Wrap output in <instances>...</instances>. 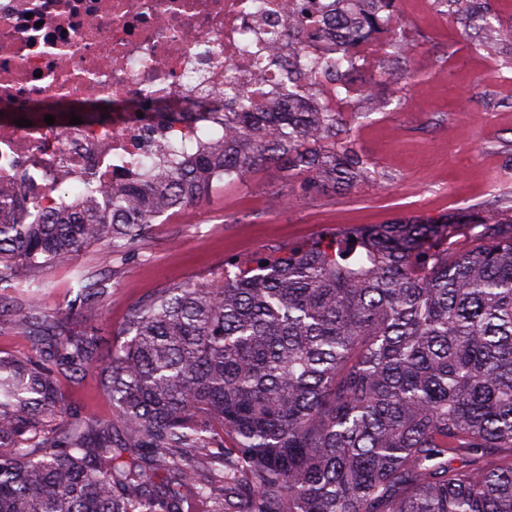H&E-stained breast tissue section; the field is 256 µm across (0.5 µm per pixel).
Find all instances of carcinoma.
Segmentation results:
<instances>
[{"label":"carcinoma","instance_id":"obj_1","mask_svg":"<svg viewBox=\"0 0 512 512\" xmlns=\"http://www.w3.org/2000/svg\"><path fill=\"white\" fill-rule=\"evenodd\" d=\"M348 2L311 70L288 64V104L259 112L241 92L224 131L168 149L162 170L104 187L91 172L55 208L0 195V291L13 293L0 317L32 348L0 356V512H184L185 487L212 512H512V219L349 227L258 258L261 276L182 282L137 302L103 361L105 275L75 270L82 330L33 297L44 283L29 271L95 244L124 252L165 211L266 161L312 189L374 177L320 81L338 101L355 92L360 41L394 0ZM485 2L433 5L482 20L476 49L512 64V25ZM324 24L295 0L288 36ZM379 81L399 89L397 51ZM89 369L112 419L65 404L60 379Z\"/></svg>","mask_w":512,"mask_h":512}]
</instances>
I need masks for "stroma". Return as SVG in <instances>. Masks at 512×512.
Returning <instances> with one entry per match:
<instances>
[{
    "label": "stroma",
    "mask_w": 512,
    "mask_h": 512,
    "mask_svg": "<svg viewBox=\"0 0 512 512\" xmlns=\"http://www.w3.org/2000/svg\"><path fill=\"white\" fill-rule=\"evenodd\" d=\"M395 27L407 38L403 91L386 111L354 106L342 114L375 180L310 190L284 164H263L199 203L167 211L124 254L109 257L94 245L40 271L41 307L68 309L74 269L103 271L109 292L98 324L116 331L146 295L186 280L219 283L257 254L285 253L326 230L437 219L466 207L512 218V66L475 51L471 34L446 19L431 26L400 15ZM61 386L80 414L112 418L93 374Z\"/></svg>",
    "instance_id": "35a3bbf8"
}]
</instances>
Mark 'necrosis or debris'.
I'll return each instance as SVG.
<instances>
[{
    "instance_id": "obj_1",
    "label": "necrosis or debris",
    "mask_w": 512,
    "mask_h": 512,
    "mask_svg": "<svg viewBox=\"0 0 512 512\" xmlns=\"http://www.w3.org/2000/svg\"><path fill=\"white\" fill-rule=\"evenodd\" d=\"M288 0H0V186L33 185L37 201L61 202L62 181L96 173L105 184L158 160L161 148L192 147L224 109L226 93L249 90L262 110L283 99L273 56L308 65L314 41L295 50L269 42L288 27ZM151 96L143 112H85L79 124L38 101L107 102Z\"/></svg>"
}]
</instances>
